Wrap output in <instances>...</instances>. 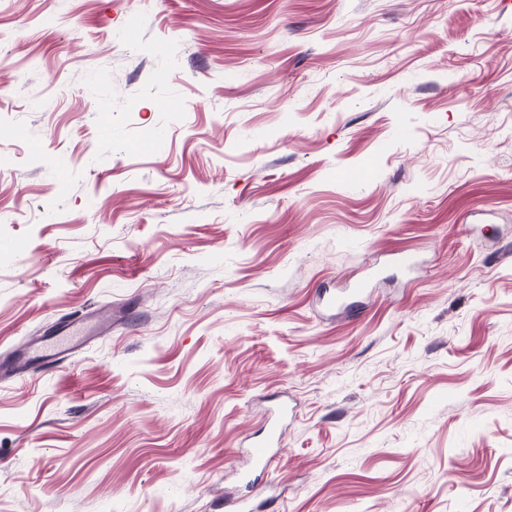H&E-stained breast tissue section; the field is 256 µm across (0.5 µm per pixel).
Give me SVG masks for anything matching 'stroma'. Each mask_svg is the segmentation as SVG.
Masks as SVG:
<instances>
[{
    "label": "stroma",
    "instance_id": "1",
    "mask_svg": "<svg viewBox=\"0 0 512 512\" xmlns=\"http://www.w3.org/2000/svg\"><path fill=\"white\" fill-rule=\"evenodd\" d=\"M107 309L0 512H512V0H0V361ZM266 438L258 441L252 448H249V455L256 468L267 469L272 462L273 456L270 452L272 442L279 437V421L271 419L266 425Z\"/></svg>",
    "mask_w": 512,
    "mask_h": 512
}]
</instances>
